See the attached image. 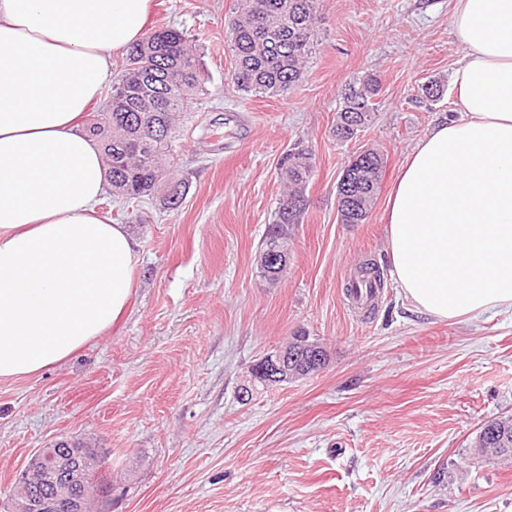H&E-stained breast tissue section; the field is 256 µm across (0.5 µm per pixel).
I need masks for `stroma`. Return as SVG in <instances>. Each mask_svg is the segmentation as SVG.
<instances>
[{"label": "stroma", "instance_id": "stroma-1", "mask_svg": "<svg viewBox=\"0 0 512 512\" xmlns=\"http://www.w3.org/2000/svg\"><path fill=\"white\" fill-rule=\"evenodd\" d=\"M234 4L153 0V27L186 31L206 76L176 142L186 194L173 210L143 198L129 220L105 194L102 212L137 244L130 307L66 363L0 383V512L35 451L77 440L105 458L99 512H512V466L473 447L485 422L512 413V311L418 313L386 235L408 154L457 112L452 91L420 96L462 59L451 0H320L303 77L277 96L228 78ZM368 71L382 81L377 117L339 141V96ZM298 143L314 169L272 285L256 257L283 191L279 160ZM368 147L386 161L375 204L365 223H340L336 183ZM368 262L381 297L356 310L344 288ZM299 331L324 347V368L253 382L257 360Z\"/></svg>", "mask_w": 512, "mask_h": 512}]
</instances>
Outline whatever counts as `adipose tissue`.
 <instances>
[{
    "mask_svg": "<svg viewBox=\"0 0 512 512\" xmlns=\"http://www.w3.org/2000/svg\"><path fill=\"white\" fill-rule=\"evenodd\" d=\"M151 0H0V381L64 364L125 313L136 243L81 121ZM459 113L409 154L385 212L393 275L438 320L512 310V0H454Z\"/></svg>",
    "mask_w": 512,
    "mask_h": 512,
    "instance_id": "ef3b65f1",
    "label": "adipose tissue"
}]
</instances>
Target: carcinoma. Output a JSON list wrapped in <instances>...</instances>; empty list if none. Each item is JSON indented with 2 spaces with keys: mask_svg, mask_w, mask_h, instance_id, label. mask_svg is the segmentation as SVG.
Instances as JSON below:
<instances>
[{
  "mask_svg": "<svg viewBox=\"0 0 512 512\" xmlns=\"http://www.w3.org/2000/svg\"><path fill=\"white\" fill-rule=\"evenodd\" d=\"M318 0H245L226 17L224 39L234 58L229 78L246 95L276 96L297 84L313 51L319 15ZM380 79L367 74L348 84L341 95L336 137L349 141L376 117ZM206 93L200 55L186 33L159 28L145 33L117 65L112 83L103 88L101 104L85 130L97 140L109 171L112 194L130 203L166 188L163 204L177 208L186 183L173 170L176 137L183 109L190 99ZM109 109L112 125H100ZM358 117V128L347 129L348 115ZM313 154L302 146L285 153L279 170L285 191L261 248L284 249L288 225L299 223L305 210V186L313 172ZM384 156L374 148L349 157L337 187L348 183L351 198L336 193L343 224H363L379 189ZM482 455L512 460V421L499 433H477Z\"/></svg>",
  "mask_w": 512,
  "mask_h": 512,
  "instance_id": "obj_1",
  "label": "carcinoma"
}]
</instances>
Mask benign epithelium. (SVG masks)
Returning <instances> with one entry per match:
<instances>
[{
	"instance_id": "obj_1",
	"label": "benign epithelium",
	"mask_w": 512,
	"mask_h": 512,
	"mask_svg": "<svg viewBox=\"0 0 512 512\" xmlns=\"http://www.w3.org/2000/svg\"><path fill=\"white\" fill-rule=\"evenodd\" d=\"M269 264L266 276L274 279L285 270L288 256L280 251L265 254ZM324 367L318 346L305 338L292 341L266 353L255 364L253 377L269 384H280L310 376ZM89 447L72 442L60 454L49 448L36 451L21 472V491L14 498L11 512H86L91 499L90 480L85 458Z\"/></svg>"
}]
</instances>
